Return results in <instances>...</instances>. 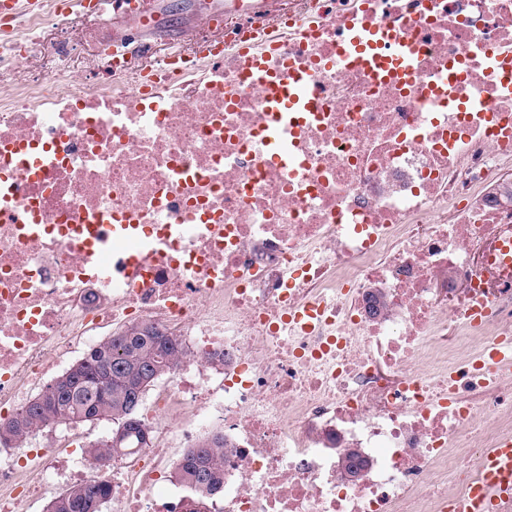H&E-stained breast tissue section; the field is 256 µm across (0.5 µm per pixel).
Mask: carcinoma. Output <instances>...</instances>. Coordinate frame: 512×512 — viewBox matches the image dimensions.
Wrapping results in <instances>:
<instances>
[{
	"label": "carcinoma",
	"mask_w": 512,
	"mask_h": 512,
	"mask_svg": "<svg viewBox=\"0 0 512 512\" xmlns=\"http://www.w3.org/2000/svg\"><path fill=\"white\" fill-rule=\"evenodd\" d=\"M157 329L148 322L131 325L88 351L78 360L79 365L91 372H108L112 374L111 381L104 384L92 377L71 382L64 391L54 387L41 391L25 412L0 423V447H19L37 427L54 425L61 415L71 424L100 419L126 424L120 447L93 446L89 450L91 459L100 467L142 448L148 427L138 415L132 378L145 369L148 377L156 381L169 374L185 354L183 343L173 336L167 338L166 346L156 345L153 337ZM173 479L187 487L191 498L205 505L207 512H215L216 494L224 485V433L217 431L202 438L176 465ZM111 500V480L96 476L59 493L48 502L45 512H102Z\"/></svg>",
	"instance_id": "obj_1"
}]
</instances>
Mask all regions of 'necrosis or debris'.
I'll return each mask as SVG.
<instances>
[{"label":"necrosis or debris","mask_w":512,"mask_h":512,"mask_svg":"<svg viewBox=\"0 0 512 512\" xmlns=\"http://www.w3.org/2000/svg\"><path fill=\"white\" fill-rule=\"evenodd\" d=\"M260 5L254 58L228 9L223 62L158 90L130 68L0 104V420L150 321L191 355L144 417L159 443L112 463L115 512H182L161 479L217 424L220 512H449L512 438V366L485 368L512 336V0ZM296 78L320 104L271 111ZM84 458L51 427L0 448V512Z\"/></svg>","instance_id":"1"}]
</instances>
